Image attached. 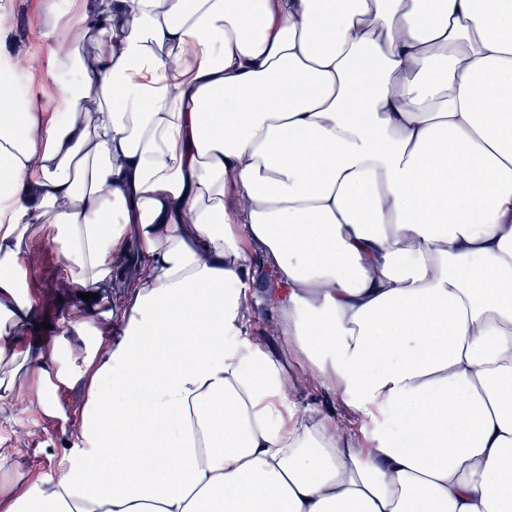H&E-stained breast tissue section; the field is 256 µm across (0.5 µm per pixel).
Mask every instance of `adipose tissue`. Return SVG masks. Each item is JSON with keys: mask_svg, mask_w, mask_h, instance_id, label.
Segmentation results:
<instances>
[{"mask_svg": "<svg viewBox=\"0 0 512 512\" xmlns=\"http://www.w3.org/2000/svg\"><path fill=\"white\" fill-rule=\"evenodd\" d=\"M59 37L48 127L0 64V413L86 397L7 512H512V0H86ZM38 224L125 290L47 353ZM260 300L369 448L288 398Z\"/></svg>", "mask_w": 512, "mask_h": 512, "instance_id": "1", "label": "adipose tissue"}]
</instances>
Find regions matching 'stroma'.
<instances>
[{
    "label": "stroma",
    "mask_w": 512,
    "mask_h": 512,
    "mask_svg": "<svg viewBox=\"0 0 512 512\" xmlns=\"http://www.w3.org/2000/svg\"><path fill=\"white\" fill-rule=\"evenodd\" d=\"M65 7L66 0H9V30L0 38V61L18 63L19 91L30 111L46 119L52 118L60 107L55 76L63 46L57 31ZM21 260L28 291L34 299V312L27 328L19 330L18 335L23 346L47 349L63 324L81 315L82 300L77 287L62 273V257L50 244L46 227L33 229ZM247 333L249 338L259 340L285 370L289 399L300 408L336 415L354 431H361L364 422L342 391L313 383V370L283 336L277 317L265 305H256ZM19 397L21 409L10 418L0 419V448H9L11 461L9 471L0 474V485L18 493L56 473L69 440L78 432L85 388L76 383L59 390L58 400L68 415L64 421L29 412L33 388H23Z\"/></svg>",
    "instance_id": "1"
}]
</instances>
